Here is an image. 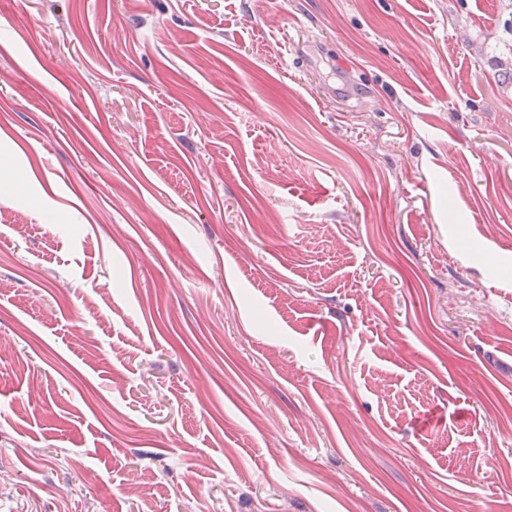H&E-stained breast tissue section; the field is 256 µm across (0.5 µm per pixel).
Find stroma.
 Instances as JSON below:
<instances>
[{
  "mask_svg": "<svg viewBox=\"0 0 512 512\" xmlns=\"http://www.w3.org/2000/svg\"><path fill=\"white\" fill-rule=\"evenodd\" d=\"M0 512H512V0H0Z\"/></svg>",
  "mask_w": 512,
  "mask_h": 512,
  "instance_id": "obj_1",
  "label": "stroma"
}]
</instances>
